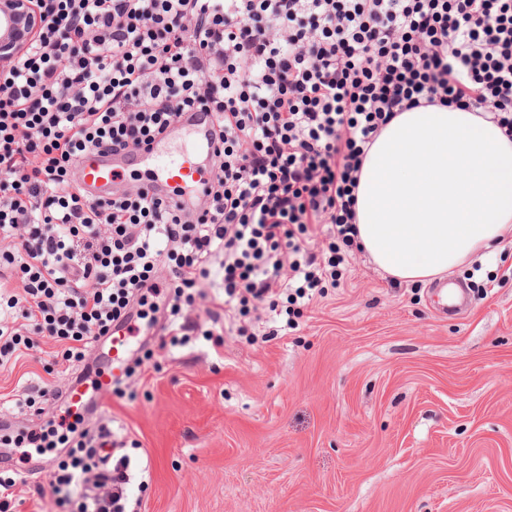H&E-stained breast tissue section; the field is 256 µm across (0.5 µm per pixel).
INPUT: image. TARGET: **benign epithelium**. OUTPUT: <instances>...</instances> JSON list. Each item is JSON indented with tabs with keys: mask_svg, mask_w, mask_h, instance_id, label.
Segmentation results:
<instances>
[{
	"mask_svg": "<svg viewBox=\"0 0 512 512\" xmlns=\"http://www.w3.org/2000/svg\"><path fill=\"white\" fill-rule=\"evenodd\" d=\"M41 25L36 0H0V80L34 41Z\"/></svg>",
	"mask_w": 512,
	"mask_h": 512,
	"instance_id": "1",
	"label": "benign epithelium"
}]
</instances>
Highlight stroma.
<instances>
[{
	"mask_svg": "<svg viewBox=\"0 0 512 512\" xmlns=\"http://www.w3.org/2000/svg\"><path fill=\"white\" fill-rule=\"evenodd\" d=\"M451 279L456 315L357 253L286 335L159 354L87 427L148 456L141 512H512V231ZM53 350L0 366V411L44 423L15 402L79 373Z\"/></svg>",
	"mask_w": 512,
	"mask_h": 512,
	"instance_id": "stroma-1",
	"label": "stroma"
}]
</instances>
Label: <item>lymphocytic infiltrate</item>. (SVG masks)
Segmentation results:
<instances>
[{
  "label": "lymphocytic infiltrate",
  "instance_id": "1",
  "mask_svg": "<svg viewBox=\"0 0 512 512\" xmlns=\"http://www.w3.org/2000/svg\"><path fill=\"white\" fill-rule=\"evenodd\" d=\"M43 25L0 84V366L62 344L85 361L112 323L146 319L167 270L154 349L248 336L250 310L323 296L357 244L363 159L399 113L454 107L512 138V0H43ZM214 113L219 145L194 209L140 186L89 197L75 163L137 148L182 113ZM66 425L58 512H129V456Z\"/></svg>",
  "mask_w": 512,
  "mask_h": 512
}]
</instances>
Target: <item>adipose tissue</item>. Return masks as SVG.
<instances>
[{"label": "adipose tissue", "mask_w": 512, "mask_h": 512, "mask_svg": "<svg viewBox=\"0 0 512 512\" xmlns=\"http://www.w3.org/2000/svg\"><path fill=\"white\" fill-rule=\"evenodd\" d=\"M358 242L391 279L428 283L512 228V140L454 108L400 113L363 160Z\"/></svg>", "instance_id": "ef3b65f1"}]
</instances>
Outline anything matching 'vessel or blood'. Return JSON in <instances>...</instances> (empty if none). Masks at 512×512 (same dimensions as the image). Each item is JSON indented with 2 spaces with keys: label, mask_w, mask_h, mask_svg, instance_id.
Masks as SVG:
<instances>
[{
  "label": "vessel or blood",
  "mask_w": 512,
  "mask_h": 512,
  "mask_svg": "<svg viewBox=\"0 0 512 512\" xmlns=\"http://www.w3.org/2000/svg\"><path fill=\"white\" fill-rule=\"evenodd\" d=\"M214 116L209 112L181 115L167 133L150 144L134 150L109 154L91 153L82 161L81 183L96 196L120 193L119 182L125 170H146L148 189L161 196L175 197L183 206H191L201 195L210 177L214 158ZM137 334L131 322L112 325L109 359L94 382L98 395H89L80 383H70L61 393L71 413L91 415L101 411L100 396L112 389V382L123 373V365L133 351ZM0 457L18 461L20 472L27 477L44 478L48 471L40 463L28 460L26 451L0 448Z\"/></svg>",
  "instance_id": "obj_1"
}]
</instances>
